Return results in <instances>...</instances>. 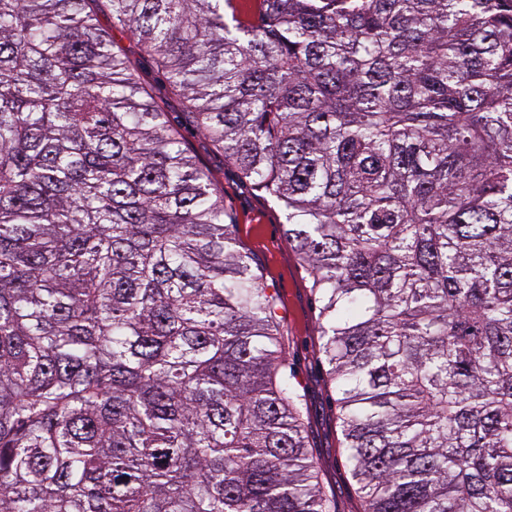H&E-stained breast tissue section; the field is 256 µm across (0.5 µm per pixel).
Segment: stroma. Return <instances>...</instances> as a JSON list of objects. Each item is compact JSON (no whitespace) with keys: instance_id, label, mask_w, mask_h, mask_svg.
<instances>
[{"instance_id":"stroma-1","label":"stroma","mask_w":512,"mask_h":512,"mask_svg":"<svg viewBox=\"0 0 512 512\" xmlns=\"http://www.w3.org/2000/svg\"><path fill=\"white\" fill-rule=\"evenodd\" d=\"M224 211L226 222L236 226L241 246L278 295L288 370L305 396L304 420L321 486L334 500L336 512H363L336 406L326 386L327 366L318 351V311L300 260L283 234L284 213L229 164L224 167Z\"/></svg>"}]
</instances>
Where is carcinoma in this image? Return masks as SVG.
I'll return each mask as SVG.
<instances>
[{
	"label": "carcinoma",
	"mask_w": 512,
	"mask_h": 512,
	"mask_svg": "<svg viewBox=\"0 0 512 512\" xmlns=\"http://www.w3.org/2000/svg\"><path fill=\"white\" fill-rule=\"evenodd\" d=\"M236 2L0 0V512H336L186 126L284 212L364 512H512V0ZM112 35L116 41L129 52L131 57L139 61L140 69L145 76L151 79L157 77L156 69L152 60L146 55L140 54V51L135 44L127 38L120 28H113Z\"/></svg>",
	"instance_id": "obj_1"
}]
</instances>
